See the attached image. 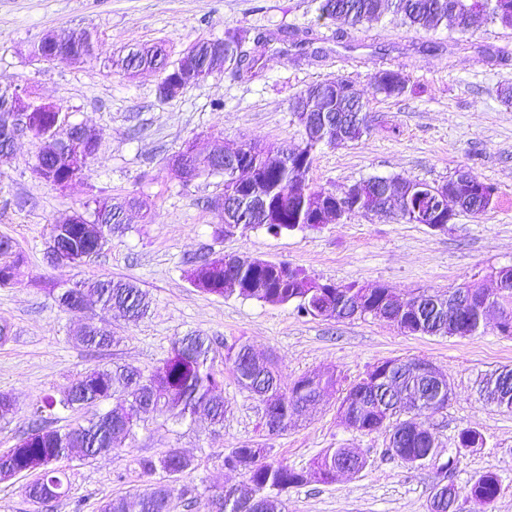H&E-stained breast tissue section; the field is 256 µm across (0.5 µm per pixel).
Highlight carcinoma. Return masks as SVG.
I'll return each mask as SVG.
<instances>
[{
	"label": "carcinoma",
	"mask_w": 512,
	"mask_h": 512,
	"mask_svg": "<svg viewBox=\"0 0 512 512\" xmlns=\"http://www.w3.org/2000/svg\"><path fill=\"white\" fill-rule=\"evenodd\" d=\"M392 13L409 25L421 29H434L448 19L468 17L465 32H475L487 22L495 21L505 29L512 30V0H319L318 19L343 20L352 26L366 21L378 20ZM62 44L71 52L82 53L89 58L101 57L124 71L140 68H155L163 63L157 47H129L118 53L103 50L98 42L86 32L63 31ZM224 65L236 72L241 71L249 57L246 38L239 32H225ZM195 50L196 79L212 74L210 50L212 41L199 40L192 45ZM336 84V95L326 91ZM409 76L394 70H382L373 76L372 89L375 95L399 97L406 93ZM310 103L322 114V121L336 129V137L327 144L336 145L356 141L370 129L366 103L356 92L352 83L343 78L326 79L308 86L293 98V104ZM245 168L261 174L266 182L270 207L277 213L280 223L267 224L263 210L254 207L241 189L240 176L234 171L216 172L213 165L197 164V176H224V198L231 208L224 223L243 231L265 226L276 234L283 231L304 229L307 214L298 210L299 202L292 197L293 179H308L309 168L302 163L283 160L278 168H271L257 151L242 153ZM86 169L74 167L67 155L55 152L45 161L41 176L45 182L60 189L68 187V181L81 180ZM377 181L373 177L363 181L362 198L357 204H346L347 213L364 212L375 200ZM478 191L466 187L458 189L459 207L473 213L483 214L491 206L493 188L483 181L477 183ZM93 206V220L99 230L91 233L86 224H51L49 242L66 254L96 255L104 251L112 236L125 230L123 207L102 205L99 201L85 203ZM24 256L9 238H0V286L15 284L22 275ZM272 264L256 259L245 269L236 273L241 287H224V264L198 261L190 273L193 287L212 295L228 297L236 294L243 298L261 301H277L280 304L297 303V308L314 315L318 298L311 288L312 278L305 271L297 270L299 279L287 288H270ZM93 293L103 305L119 311L130 321H138L148 314L150 299L147 292L135 283L122 279L103 277L94 281H79L69 288H61L53 296L54 302L64 311L70 307L78 294ZM363 289L358 283H350L340 289L333 298L336 319H347L349 302L359 298ZM423 334L438 336L442 326L448 324V308H425L417 318ZM83 347L102 351L112 346L114 337L105 330L92 326L83 327L75 336ZM213 341L201 334H188L177 338L171 354L149 374L125 365L96 367L85 371L64 392L61 398L46 395L33 406V416L46 420L61 409L74 410L84 405L96 404L103 409L84 424L64 429L37 426L20 437L6 454L0 453V470L21 477L30 476L26 493L31 501L42 504L47 493L58 499L68 495L70 481L61 462L71 457L72 449H81L85 458L110 455L135 439L138 413L150 410L175 423L203 410L212 423L224 422V375L212 366L210 353ZM225 360L232 365L233 373L241 388L249 393L263 390L270 400L276 402V414L283 421L280 432L288 431L304 403L319 391L333 390L339 385L334 375L312 374L300 377L288 388L281 385L278 370L273 361L257 363L250 348L241 344L227 349ZM399 390L419 394L418 411L430 408L429 387L399 366L379 377L370 387L357 382L343 392L340 405L348 406L353 417L352 425L359 431L373 432L383 427L392 428L389 450L404 463L421 466L437 459L436 446L432 445L427 429L418 432L408 427L409 420H399L401 410L386 411L381 407L388 391ZM348 456L343 448H329L314 462L309 472L298 471L282 462L268 459L264 448H252L247 444L235 448L224 457V465L242 471L252 486L254 497L248 501L226 489L208 498L215 512H286L282 494L290 487L298 486L313 477L323 482L336 480L341 460ZM139 475L151 478L161 474L178 480L194 469V460L178 454L171 448L158 458L142 457L135 460ZM500 493L498 477L493 473L478 476L465 493L454 491V498L434 486L430 502L437 504L441 512H487L488 506ZM168 485L158 481L142 493L116 496L101 503L99 512H169Z\"/></svg>",
	"instance_id": "1"
}]
</instances>
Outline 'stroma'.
<instances>
[{"instance_id":"35a3bbf8","label":"stroma","mask_w":512,"mask_h":512,"mask_svg":"<svg viewBox=\"0 0 512 512\" xmlns=\"http://www.w3.org/2000/svg\"><path fill=\"white\" fill-rule=\"evenodd\" d=\"M315 8L316 0H0V86L62 105L71 122L100 133L87 177L63 190L34 173L33 138H19L9 156H0V238L12 239L25 257L21 281L0 287V323L11 327L0 344V393L12 399L9 413L0 414V449L31 430L38 400L62 395L78 374L116 363L151 371L176 337L191 332L214 339L213 366L224 375L227 406L220 426L202 412L181 424L145 414L129 447L67 461L68 497L35 504L19 477L0 483V512H98L103 500L144 489L136 458L172 448L193 458L195 468L170 482V512H207L213 492L246 490L245 475L225 468L224 457L247 443L265 445L270 458L299 471L329 448L363 459V469L336 481L310 479L289 488L287 512H428L435 467L404 464L389 451V429L360 432L338 413L342 388L390 359H422L446 371L452 400L420 420L440 457H456L448 480L463 488L495 473L501 490L491 512H512V411L480 390L485 375L512 367V338L499 333L496 318L468 338L405 334L371 316L315 319L292 303L219 297L188 281L198 257L224 253L285 262L339 285L381 284L400 296L464 284L490 290L494 272L512 265V107L499 98L502 86H512V30L489 24L470 34L454 20L424 30L391 15L357 28L324 25ZM228 28L269 42L256 48L250 69L214 73L169 100L160 99L159 77L151 71L32 56L44 34L74 30L115 52L162 44L174 59ZM380 69L405 71L408 91L398 98L373 95L371 79ZM332 77L350 80L362 94L370 130L359 141L317 149L309 174L316 186L340 194L373 176L436 185L465 169L494 186L490 208L478 216L457 212L444 231L356 212L317 230L218 234L223 176L183 183L171 167L174 156L188 143L201 153L294 148L302 141L294 96ZM131 197L140 209L129 212L125 232L102 254L81 265L50 264V224L89 200ZM96 276L137 283L151 299L147 316L132 323L94 300L69 314L53 301V288ZM84 323L112 330L117 343L104 351L76 344L72 335ZM240 343L273 357L284 384L332 373L341 389L327 392L288 432L268 435L258 427L263 404L239 387L225 359L228 347ZM465 428L478 430L483 445L458 447ZM189 486L198 490L193 504L184 493Z\"/></svg>"}]
</instances>
